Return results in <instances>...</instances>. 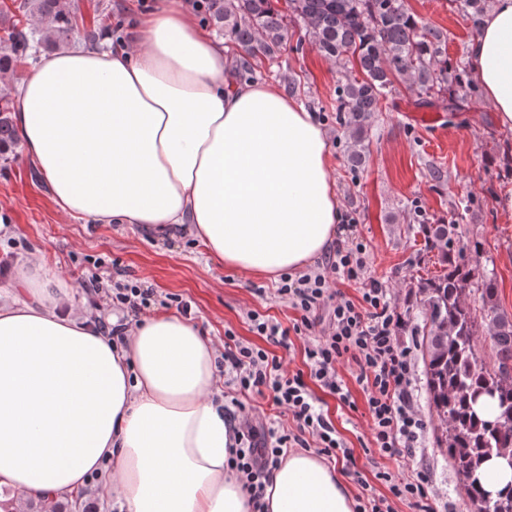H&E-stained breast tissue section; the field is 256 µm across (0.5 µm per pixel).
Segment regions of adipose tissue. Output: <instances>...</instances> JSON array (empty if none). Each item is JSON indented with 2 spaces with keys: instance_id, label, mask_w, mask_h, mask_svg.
<instances>
[{
  "instance_id": "ef3b65f1",
  "label": "adipose tissue",
  "mask_w": 512,
  "mask_h": 512,
  "mask_svg": "<svg viewBox=\"0 0 512 512\" xmlns=\"http://www.w3.org/2000/svg\"><path fill=\"white\" fill-rule=\"evenodd\" d=\"M472 76L512 130V0L468 46ZM228 48L190 0H154L113 49L43 56L12 120L64 214L187 228L237 271L276 277L332 241L339 202L326 135L273 83L232 82ZM216 350L159 312L113 344L38 253L0 284V485L17 512L101 469L119 512H253L227 461ZM264 512H353L335 469L291 451Z\"/></svg>"
}]
</instances>
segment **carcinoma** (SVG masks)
Masks as SVG:
<instances>
[{"mask_svg": "<svg viewBox=\"0 0 512 512\" xmlns=\"http://www.w3.org/2000/svg\"><path fill=\"white\" fill-rule=\"evenodd\" d=\"M454 2L480 24L487 0ZM18 10L34 24L14 23L0 40L1 77L42 51L70 45L79 32V0H21ZM200 13L203 22L224 33L240 81L255 79L263 62L278 61L305 40L325 60L350 68L336 85L335 112L354 174L366 164L365 139L375 114L396 85L415 95L418 108L440 104L462 112L478 97L465 72L448 59L447 34L418 18L407 0H205ZM12 111L10 103L0 104V154L17 141ZM472 203L461 198L450 221L423 227L439 270L414 284L417 322L411 333L421 337L436 442L448 453L459 486L476 512H512V488L489 500L481 482L491 458L512 468V314L499 305L496 273L481 264V242H470L469 261L455 255L457 225ZM470 294L479 305L466 302ZM482 335L490 339L488 353L477 344ZM28 512H99V507L81 492L66 501L39 495Z\"/></svg>", "mask_w": 512, "mask_h": 512, "instance_id": "carcinoma-1", "label": "carcinoma"}]
</instances>
